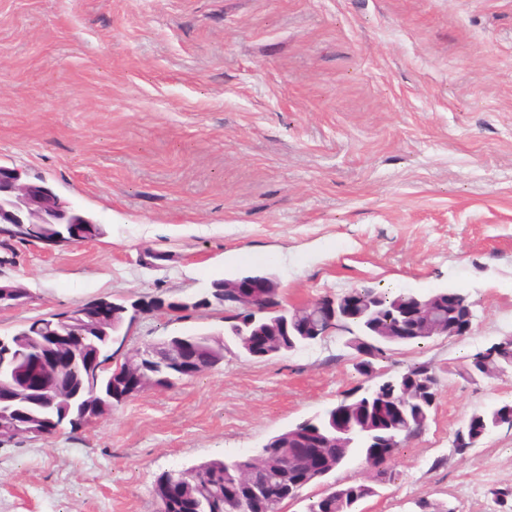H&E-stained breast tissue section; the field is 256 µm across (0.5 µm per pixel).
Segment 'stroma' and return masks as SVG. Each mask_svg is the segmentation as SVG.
<instances>
[{"instance_id": "obj_1", "label": "stroma", "mask_w": 512, "mask_h": 512, "mask_svg": "<svg viewBox=\"0 0 512 512\" xmlns=\"http://www.w3.org/2000/svg\"><path fill=\"white\" fill-rule=\"evenodd\" d=\"M0 165L106 230L0 247V280L29 293L0 335L98 298L189 297L263 255L293 304L364 283L468 292L470 335L383 365H430L438 395L361 510L500 512L512 429L462 457L452 441L512 402V372L460 373L512 333V0H0ZM224 326L219 309L147 314L125 348ZM354 356L336 335L262 361L233 349L78 431L1 444L0 512H156L161 473L334 406L362 382Z\"/></svg>"}]
</instances>
